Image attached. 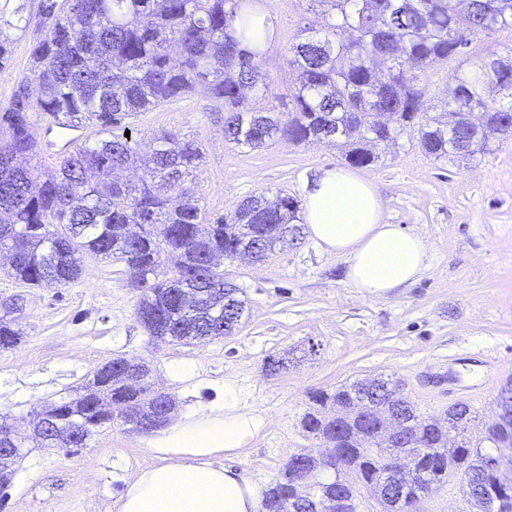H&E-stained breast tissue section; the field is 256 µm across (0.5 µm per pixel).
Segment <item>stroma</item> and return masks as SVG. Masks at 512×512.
Returning <instances> with one entry per match:
<instances>
[{
  "mask_svg": "<svg viewBox=\"0 0 512 512\" xmlns=\"http://www.w3.org/2000/svg\"><path fill=\"white\" fill-rule=\"evenodd\" d=\"M45 0H0L23 6L26 27L10 29L0 63V110L30 74L33 44L47 33ZM276 35L264 65L266 104L288 109L293 82L283 54L305 23L306 0H270ZM150 141L163 131L196 139L204 151L197 184L206 218L233 213L247 197L285 193L302 198L320 169L345 163L339 149L285 140L253 149L224 140V114L204 87L123 120ZM375 183L387 223L420 233L426 267L412 285L381 297L362 295L346 279L344 257L324 253L303 236L264 262L225 261L227 281L241 288L246 313L230 336L207 343H155L136 318L138 293L126 265L84 254L78 280L64 288L30 287L0 270V300L17 298L22 333L0 352V416L27 428L35 411L75 397L94 373L121 356L149 362L152 382L185 407L209 401L232 380L242 409L264 427L241 454L223 464L257 489L278 478L288 458L317 447L300 419L308 394L354 380L390 376L426 416L459 401L460 387L483 385L471 409L494 419L512 377V141L494 143L470 163L436 160L409 137L358 170ZM495 352L500 370L485 381L479 360ZM194 373L172 380V364ZM141 467L157 463L151 437L121 421L99 428L86 448L68 455L30 449L0 490V512H111Z\"/></svg>",
  "mask_w": 512,
  "mask_h": 512,
  "instance_id": "1",
  "label": "stroma"
}]
</instances>
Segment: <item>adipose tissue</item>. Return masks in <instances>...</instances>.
<instances>
[{"mask_svg":"<svg viewBox=\"0 0 512 512\" xmlns=\"http://www.w3.org/2000/svg\"><path fill=\"white\" fill-rule=\"evenodd\" d=\"M298 221L325 253L346 258L347 281L362 294L386 295L425 268L422 235L385 223L376 186L347 168L321 170ZM263 425L240 408L236 385L225 381L222 399L181 412L158 430L152 446L161 462L128 483L118 512H257L256 488L215 459L238 455Z\"/></svg>","mask_w":512,"mask_h":512,"instance_id":"obj_1","label":"adipose tissue"}]
</instances>
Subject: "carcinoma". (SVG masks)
I'll use <instances>...</instances> for the list:
<instances>
[{
    "mask_svg": "<svg viewBox=\"0 0 512 512\" xmlns=\"http://www.w3.org/2000/svg\"><path fill=\"white\" fill-rule=\"evenodd\" d=\"M261 0H62L50 4L52 26L33 48V78L20 82L11 105L0 111V248L15 255L8 275L28 285L61 288L81 274V255L125 263L136 281L139 304L156 313L154 329L192 343L229 335L245 311L239 288L224 281L212 262L250 251L264 259L296 241L291 223L298 201L288 195L251 196L233 214L206 221L197 196L203 153L193 139L174 133L140 150L132 136L112 132L122 119L179 98L204 85L224 106V139L264 147L330 141L352 166L378 159L377 149L403 135L427 157L472 161L490 141L512 139V57L488 49L468 62L466 49L481 36L512 29V0H309L320 8V28L306 27L289 45L285 61L295 71L291 109L259 107L266 95V50L253 40V8ZM452 70L440 111L425 97L429 77ZM495 113L496 126L481 130L470 119ZM393 116L390 126L376 115ZM45 119L67 126L94 122L97 139L37 173L35 125ZM174 259L163 269L161 253ZM13 320L0 315V349L15 342ZM383 378H366L332 392L314 391L301 428L336 448L340 470L326 469L310 485L292 455L262 493L259 512H308L307 497L335 502V512H356V484L370 489L387 512L442 485L448 470L460 473L467 512H512V478L504 480L496 457L512 446V387L501 392V413L477 439L448 432L416 413L406 433L417 479L400 493L376 491L381 450L370 449L372 397L388 395ZM98 375L84 392L43 410L45 433L73 428L72 448L86 447L97 429L119 418L136 420L156 404L149 374L135 387L112 383V402H99ZM16 439L0 421V472H11ZM490 447H484V443ZM405 502L393 506L399 495Z\"/></svg>",
    "mask_w": 512,
    "mask_h": 512,
    "instance_id": "1",
    "label": "carcinoma"
}]
</instances>
